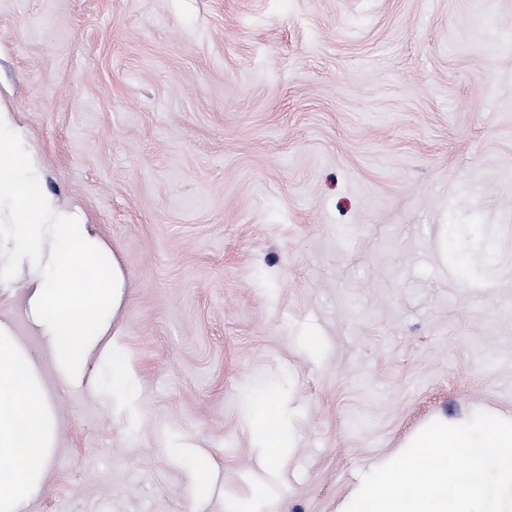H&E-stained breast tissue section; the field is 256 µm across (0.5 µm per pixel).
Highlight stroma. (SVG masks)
Returning a JSON list of instances; mask_svg holds the SVG:
<instances>
[{"mask_svg": "<svg viewBox=\"0 0 512 512\" xmlns=\"http://www.w3.org/2000/svg\"><path fill=\"white\" fill-rule=\"evenodd\" d=\"M0 103L128 273L137 383L41 358L29 512H336L425 422L512 414V0H0ZM254 434L261 444L266 460L271 464L278 463L283 456L286 435L273 412L261 410Z\"/></svg>", "mask_w": 512, "mask_h": 512, "instance_id": "stroma-1", "label": "stroma"}]
</instances>
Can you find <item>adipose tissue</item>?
<instances>
[{
	"label": "adipose tissue",
	"mask_w": 512,
	"mask_h": 512,
	"mask_svg": "<svg viewBox=\"0 0 512 512\" xmlns=\"http://www.w3.org/2000/svg\"><path fill=\"white\" fill-rule=\"evenodd\" d=\"M22 283L24 309L61 383L88 384L91 363L110 369L112 397L136 395L115 318L128 277L83 215L43 186L41 159L0 106V280ZM59 421L36 357L0 317V512H28L58 446Z\"/></svg>",
	"instance_id": "obj_1"
}]
</instances>
